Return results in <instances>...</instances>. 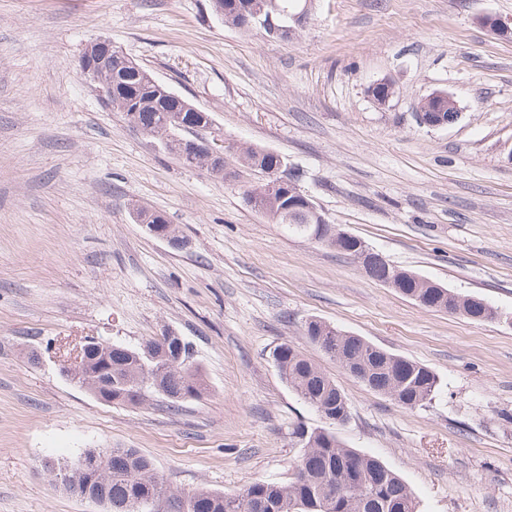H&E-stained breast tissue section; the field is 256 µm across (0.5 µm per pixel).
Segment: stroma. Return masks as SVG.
Instances as JSON below:
<instances>
[{"mask_svg":"<svg viewBox=\"0 0 512 512\" xmlns=\"http://www.w3.org/2000/svg\"><path fill=\"white\" fill-rule=\"evenodd\" d=\"M479 13L511 22L512 0H313L285 39L224 24L211 0H0V512H107L44 470L89 448L137 449L185 494L290 481L293 428L323 420L281 380L284 342L343 388L339 438L400 475L418 512H512V326L426 309L269 222L243 195L260 174L232 154L274 151L329 224L512 312V40ZM99 38L210 113L225 178L101 102L79 66ZM436 90L459 102L453 126L417 121ZM138 206L187 247L146 234ZM311 318L428 366L435 398L371 391L306 339ZM168 331L209 385L179 410L107 404L63 372L86 338Z\"/></svg>","mask_w":512,"mask_h":512,"instance_id":"stroma-1","label":"stroma"}]
</instances>
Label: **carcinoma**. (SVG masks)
<instances>
[{"mask_svg": "<svg viewBox=\"0 0 512 512\" xmlns=\"http://www.w3.org/2000/svg\"><path fill=\"white\" fill-rule=\"evenodd\" d=\"M253 0H216L224 23L245 26L244 11ZM149 71L135 64L112 72L115 82L112 99L106 101L130 122L152 138L177 148L180 129L153 122V114L167 112L164 92L149 85ZM241 166L260 173L280 163V155L264 148L242 146ZM246 200H255L274 224H286L318 242L354 257L360 238L334 242L317 225L288 213L283 202L273 201L262 187L250 186ZM398 291L435 311L461 314L475 322L512 324L507 314L476 295L459 296L448 288L427 280L416 272L396 270ZM304 335L352 377L371 390L391 397L398 405L414 409L428 404L438 388V378L428 367L389 352L367 341L311 318L304 324ZM272 358L281 379L328 423L326 427L296 426L292 431L299 454L294 462L293 480L280 484L256 480L236 493L200 488L179 494L166 486L151 461L135 448H108L104 459L91 463L96 449L83 452L74 465H47L54 484L65 475L62 487L82 495L97 497L109 512H159L165 501L173 512H417L415 498L405 481L379 459L346 447L331 430L350 418V406L343 389L302 351L288 343L277 345ZM71 380L96 399L109 404L139 406L158 396L177 410L188 400H199L206 383L195 363L193 346L182 336L165 334L144 342L138 348L97 340L88 345L80 368L67 373Z\"/></svg>", "mask_w": 512, "mask_h": 512, "instance_id": "obj_1", "label": "carcinoma"}]
</instances>
